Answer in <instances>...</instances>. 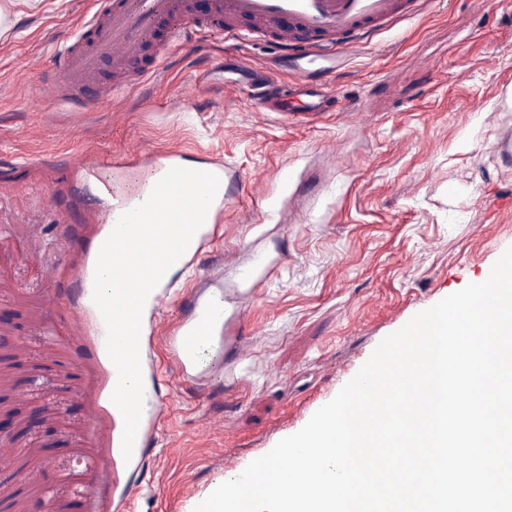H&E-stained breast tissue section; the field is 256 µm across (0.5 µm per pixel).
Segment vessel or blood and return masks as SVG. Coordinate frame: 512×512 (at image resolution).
I'll return each instance as SVG.
<instances>
[{"mask_svg":"<svg viewBox=\"0 0 512 512\" xmlns=\"http://www.w3.org/2000/svg\"><path fill=\"white\" fill-rule=\"evenodd\" d=\"M420 0H212L206 17L194 15L190 0H93L84 25L69 38L46 80L56 100L73 103L69 90L98 83L104 63L116 77L109 88L118 95L143 86L173 51L192 40L242 37L237 21L250 23L252 35L272 36L292 59L312 56L326 71L336 69L342 54L368 40L392 20L412 16ZM167 38L151 63H144L148 44L158 32ZM220 327L209 304L192 306L187 316L165 329L166 348L184 370L196 367L201 344L214 343Z\"/></svg>","mask_w":512,"mask_h":512,"instance_id":"b4317fda","label":"vessel or blood"}]
</instances>
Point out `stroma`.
Wrapping results in <instances>:
<instances>
[{
	"label": "stroma",
	"mask_w": 512,
	"mask_h": 512,
	"mask_svg": "<svg viewBox=\"0 0 512 512\" xmlns=\"http://www.w3.org/2000/svg\"><path fill=\"white\" fill-rule=\"evenodd\" d=\"M92 0L21 17L0 43V331L28 369L13 384L23 416L42 410L21 448L48 469L0 472L14 512H194L209 488L301 430L413 316L485 281L512 247V163L494 147L512 132V0H432L343 57L335 75L287 61L268 38L174 53L151 84L74 112L41 81ZM295 109L251 106L266 72ZM238 85L235 93L226 83ZM333 83L335 100L299 95ZM210 92L196 99L193 89ZM220 166L229 198L166 288L162 323L218 295L263 257L268 268L223 356L203 348L186 375L145 328L150 391L170 406L145 421L124 459L111 404V360L86 272L109 213L167 155ZM53 275H46V268ZM114 452L104 458L103 440Z\"/></svg>",
	"instance_id": "35a3bbf8"
}]
</instances>
